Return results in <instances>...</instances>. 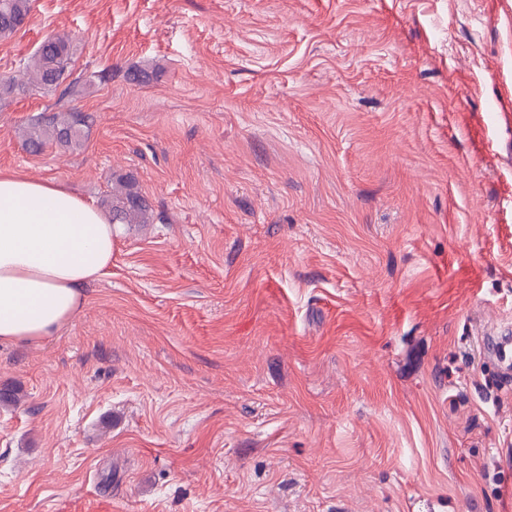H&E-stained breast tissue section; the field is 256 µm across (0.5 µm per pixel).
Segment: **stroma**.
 I'll list each match as a JSON object with an SVG mask.
<instances>
[{
	"label": "stroma",
	"instance_id": "35a3bbf8",
	"mask_svg": "<svg viewBox=\"0 0 512 512\" xmlns=\"http://www.w3.org/2000/svg\"><path fill=\"white\" fill-rule=\"evenodd\" d=\"M61 31L0 168L152 221L0 342V512H512V0H33L0 76ZM70 48L68 35L53 34L45 39L19 80L0 78V95L33 89L56 90L70 76ZM84 117L78 112L43 114L31 130H23L24 141L31 152L39 153L48 146L73 150L82 143Z\"/></svg>",
	"mask_w": 512,
	"mask_h": 512
}]
</instances>
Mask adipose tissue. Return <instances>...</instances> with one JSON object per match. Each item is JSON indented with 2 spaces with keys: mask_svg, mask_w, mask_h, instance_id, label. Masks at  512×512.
<instances>
[{
  "mask_svg": "<svg viewBox=\"0 0 512 512\" xmlns=\"http://www.w3.org/2000/svg\"><path fill=\"white\" fill-rule=\"evenodd\" d=\"M115 227L65 185L0 168V341L54 335L112 265Z\"/></svg>",
  "mask_w": 512,
  "mask_h": 512,
  "instance_id": "1",
  "label": "adipose tissue"
}]
</instances>
